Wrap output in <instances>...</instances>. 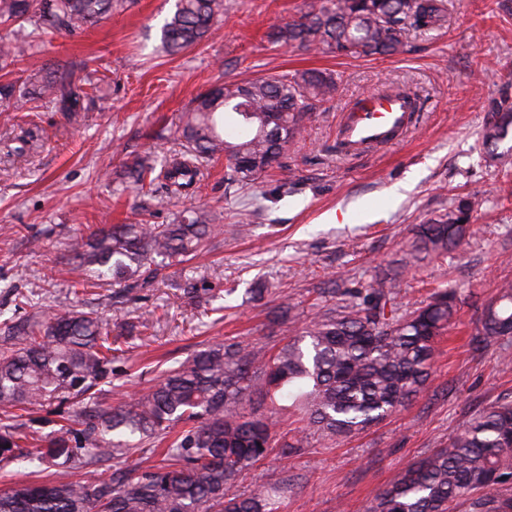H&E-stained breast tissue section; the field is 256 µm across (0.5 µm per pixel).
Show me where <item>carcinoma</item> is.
<instances>
[{"mask_svg": "<svg viewBox=\"0 0 512 512\" xmlns=\"http://www.w3.org/2000/svg\"><path fill=\"white\" fill-rule=\"evenodd\" d=\"M115 0H0V24L44 40L82 33L112 15ZM224 0H175L161 27L163 45L181 53L213 31ZM446 21L443 0H322L299 19L274 27L273 44L323 47L344 56H391L410 31ZM25 40L0 42V62L26 54ZM84 79L47 64L23 80L0 83V100L31 96L57 112L85 110L100 78ZM335 77L322 71L282 73L213 86L198 93L185 113L187 150L159 164L137 157L128 178L149 196L160 183L186 195L202 177V162L224 157L229 184L244 186L277 167L301 135L306 116L331 100ZM512 132V99L494 101L482 144L498 165L512 166V151H497ZM472 203L456 197L448 213L419 225L415 251L442 254L468 232ZM219 217L205 209L175 224H114L80 235L68 246L76 275L73 294L88 273L123 286L128 295L149 286L158 268L151 258L195 252L211 238ZM399 274L345 289L350 301L320 314L300 330L290 308L288 340L272 352L258 342H217L166 370L157 384L115 406L98 401L112 383L110 327L93 312L70 304L43 321L4 323L0 338V462L22 454L23 417L43 408L64 419L37 455L53 479L0 491V512H279V499L263 484L229 496L230 485L271 447L273 419L245 407L257 396L277 403L294 395L306 427L351 438L386 419L426 386L438 340L454 318L457 292L438 291L424 307L402 312ZM512 337V282L482 312L474 341L490 347ZM75 408L76 418L64 406ZM180 431L162 449V464L133 475L114 472L93 481L71 480L95 458H115ZM512 512V400L498 402L467 420L448 446L408 465L374 498L368 512Z\"/></svg>", "mask_w": 512, "mask_h": 512, "instance_id": "obj_1", "label": "carcinoma"}]
</instances>
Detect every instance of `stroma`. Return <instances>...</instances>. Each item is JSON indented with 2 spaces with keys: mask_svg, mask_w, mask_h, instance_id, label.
<instances>
[{
  "mask_svg": "<svg viewBox=\"0 0 512 512\" xmlns=\"http://www.w3.org/2000/svg\"><path fill=\"white\" fill-rule=\"evenodd\" d=\"M214 36L172 55L159 29L173 0H123L121 10L82 36L35 43L33 56L9 67L20 76L33 59L105 70L88 111L75 117L24 102L0 101V320L43 319L72 297L67 242L111 224H169L181 212L212 209L222 231L190 261L162 268L140 299L111 281L89 278L82 297L118 336L112 385L117 404L154 385L162 373L224 340L283 343L274 321L289 304L296 327L338 307L327 292L366 287L399 273L404 309L439 289L461 302L439 341L425 389L364 432L330 438L305 429L296 408L281 411L272 448L233 486L259 480L284 490L280 512H366L405 467L445 447L459 426L502 399L512 400V339L478 348L472 336L501 281L512 280V168L491 162L479 144L492 100L512 97V0H445L447 20L413 33L403 52L341 56L318 48L272 46V27L297 19L320 0H224ZM320 70L335 96L319 104L302 138L286 153L290 174L271 170L251 184L226 187L225 162H205L188 196L165 190L142 198L124 168L135 157L183 152L178 126L190 98L245 77ZM388 83L418 96L416 128L402 141L356 156L336 154L342 108ZM475 199L463 244L407 263L418 225L447 212L453 198ZM252 228L236 234L240 221ZM188 278L203 283L200 303L182 296ZM31 415L26 458L0 464V489L49 478L36 456L52 426ZM302 451L282 458L284 442Z\"/></svg>",
  "mask_w": 512,
  "mask_h": 512,
  "instance_id": "35a3bbf8",
  "label": "stroma"
}]
</instances>
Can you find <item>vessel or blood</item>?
<instances>
[{"label":"vessel or blood","mask_w":512,"mask_h":512,"mask_svg":"<svg viewBox=\"0 0 512 512\" xmlns=\"http://www.w3.org/2000/svg\"><path fill=\"white\" fill-rule=\"evenodd\" d=\"M416 109V98L403 94L382 92L359 98L343 113L337 136L349 153L392 144L408 131Z\"/></svg>","instance_id":"b4317fda"}]
</instances>
